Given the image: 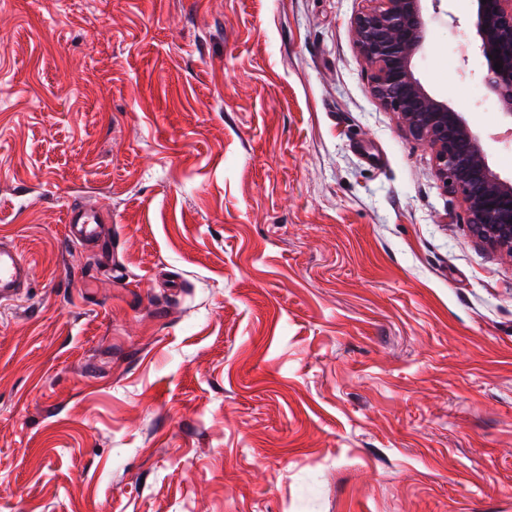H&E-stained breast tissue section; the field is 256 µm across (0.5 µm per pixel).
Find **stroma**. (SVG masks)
I'll list each match as a JSON object with an SVG mask.
<instances>
[{
    "mask_svg": "<svg viewBox=\"0 0 512 512\" xmlns=\"http://www.w3.org/2000/svg\"><path fill=\"white\" fill-rule=\"evenodd\" d=\"M368 6L0 0V512H512V258L374 98ZM484 68L431 20L508 178ZM65 224L68 226L69 242L97 251L112 265V253L103 252V245L111 238L112 218L108 213L87 204H70ZM32 276V266L18 247L0 240V306L15 303Z\"/></svg>",
    "mask_w": 512,
    "mask_h": 512,
    "instance_id": "obj_1",
    "label": "stroma"
}]
</instances>
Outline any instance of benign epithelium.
Wrapping results in <instances>:
<instances>
[{"instance_id":"benign-epithelium-1","label":"benign epithelium","mask_w":512,"mask_h":512,"mask_svg":"<svg viewBox=\"0 0 512 512\" xmlns=\"http://www.w3.org/2000/svg\"><path fill=\"white\" fill-rule=\"evenodd\" d=\"M371 2L351 26L372 70L373 96L433 150L437 176L461 200L473 234L512 258V179L492 169L482 139L461 113L416 77L414 60L427 32L424 0ZM471 15L486 62L482 83L512 119V0H472Z\"/></svg>"}]
</instances>
